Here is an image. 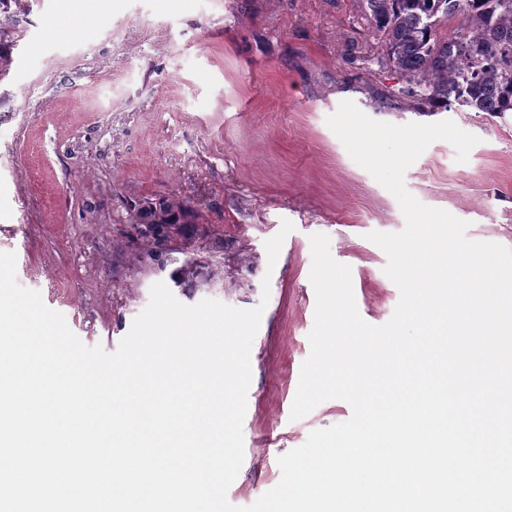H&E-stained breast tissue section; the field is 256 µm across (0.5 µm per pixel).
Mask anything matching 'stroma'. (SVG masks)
<instances>
[{
	"label": "stroma",
	"mask_w": 512,
	"mask_h": 512,
	"mask_svg": "<svg viewBox=\"0 0 512 512\" xmlns=\"http://www.w3.org/2000/svg\"><path fill=\"white\" fill-rule=\"evenodd\" d=\"M382 50L361 0H0V252H15L18 282L109 352L157 282L186 305L264 308L236 506L276 486L278 457L312 430L352 416L329 400L290 418L316 308L311 235L350 267L364 321L385 324L400 298L368 235L405 218L328 127L342 101L476 135L464 163L431 143L405 185L470 240L512 248V112L415 111ZM148 206L180 220L137 223Z\"/></svg>",
	"instance_id": "1"
}]
</instances>
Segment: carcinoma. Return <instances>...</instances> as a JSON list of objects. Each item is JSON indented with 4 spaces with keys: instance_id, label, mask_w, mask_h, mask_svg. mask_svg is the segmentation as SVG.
<instances>
[{
    "instance_id": "obj_1",
    "label": "carcinoma",
    "mask_w": 512,
    "mask_h": 512,
    "mask_svg": "<svg viewBox=\"0 0 512 512\" xmlns=\"http://www.w3.org/2000/svg\"><path fill=\"white\" fill-rule=\"evenodd\" d=\"M384 41L382 64L405 81L399 94L435 110L512 112V0H362ZM457 23L446 38L441 23ZM173 224L165 210L137 212Z\"/></svg>"
}]
</instances>
